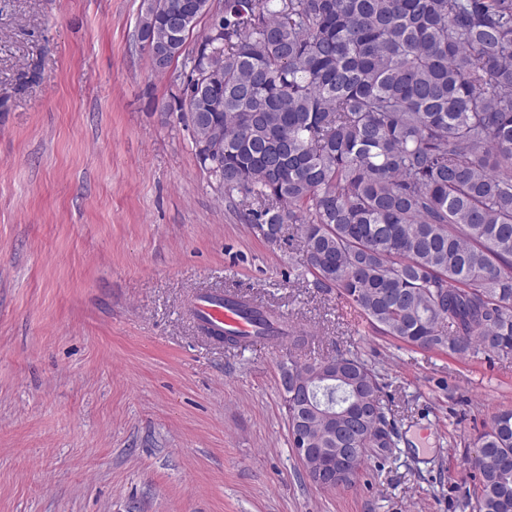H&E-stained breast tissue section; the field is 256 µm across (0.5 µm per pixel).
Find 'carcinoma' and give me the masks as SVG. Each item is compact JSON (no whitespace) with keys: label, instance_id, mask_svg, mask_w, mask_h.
<instances>
[{"label":"carcinoma","instance_id":"obj_1","mask_svg":"<svg viewBox=\"0 0 512 512\" xmlns=\"http://www.w3.org/2000/svg\"><path fill=\"white\" fill-rule=\"evenodd\" d=\"M137 36L154 69L183 59L181 104L201 166L259 207L244 220L269 239L296 226L300 276L336 292L386 336L461 356L512 353V0H223L204 51L169 24L179 0H143ZM220 149H200L213 128ZM241 314L278 339L267 313ZM379 395L375 370L338 353L290 361L308 391L309 447L341 468L360 431L395 447L378 406L336 434L321 411ZM466 460L479 475L473 512H512V410L493 417Z\"/></svg>","mask_w":512,"mask_h":512}]
</instances>
